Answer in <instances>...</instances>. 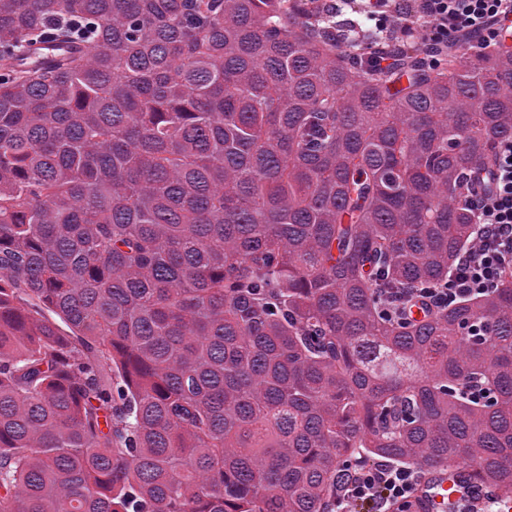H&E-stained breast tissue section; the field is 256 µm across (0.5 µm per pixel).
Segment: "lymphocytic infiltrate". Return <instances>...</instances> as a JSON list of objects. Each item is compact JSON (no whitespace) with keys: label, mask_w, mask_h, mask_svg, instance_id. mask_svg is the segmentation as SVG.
<instances>
[{"label":"lymphocytic infiltrate","mask_w":512,"mask_h":512,"mask_svg":"<svg viewBox=\"0 0 512 512\" xmlns=\"http://www.w3.org/2000/svg\"><path fill=\"white\" fill-rule=\"evenodd\" d=\"M427 17L437 43L462 42L480 34L483 45L499 44L512 24V0H416ZM475 217L472 241L460 252L448 284L422 288L416 299L435 310L475 295L492 292L505 274H512V138L496 147L490 186L471 197ZM422 472L414 466L387 463L344 470L339 479L335 512H402L409 507Z\"/></svg>","instance_id":"1"}]
</instances>
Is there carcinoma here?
Wrapping results in <instances>:
<instances>
[{
  "mask_svg": "<svg viewBox=\"0 0 512 512\" xmlns=\"http://www.w3.org/2000/svg\"><path fill=\"white\" fill-rule=\"evenodd\" d=\"M385 31L0 0V512H331L379 461L512 498V275L387 308L471 239L512 49Z\"/></svg>",
  "mask_w": 512,
  "mask_h": 512,
  "instance_id": "1",
  "label": "carcinoma"
}]
</instances>
